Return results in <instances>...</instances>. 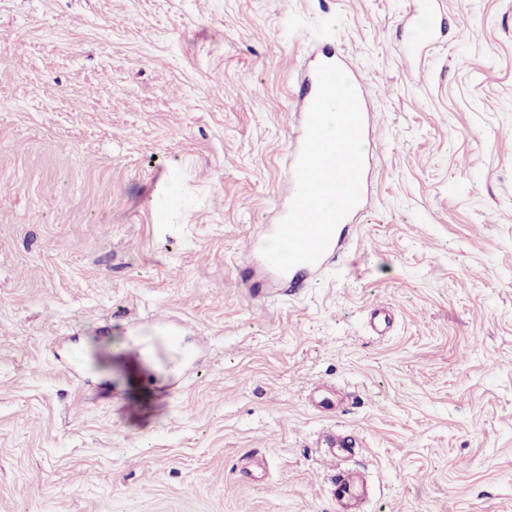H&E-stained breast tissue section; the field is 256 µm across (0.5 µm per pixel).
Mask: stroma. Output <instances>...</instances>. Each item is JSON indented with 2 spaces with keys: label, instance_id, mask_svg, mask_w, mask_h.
I'll use <instances>...</instances> for the list:
<instances>
[{
  "label": "stroma",
  "instance_id": "obj_1",
  "mask_svg": "<svg viewBox=\"0 0 512 512\" xmlns=\"http://www.w3.org/2000/svg\"><path fill=\"white\" fill-rule=\"evenodd\" d=\"M441 5L410 66L409 0H0V512H333L335 430L365 512H512V0ZM325 45L367 81L369 198L261 298ZM151 316L194 373L127 357ZM336 64L340 66L344 72L348 75L351 82L353 83L360 102L361 113H362V140H363V151H364V163H363V174H362V197L359 204L354 207L347 216H345L336 226L329 245L321 256L319 261L316 264H298L292 267L285 273H280L276 271L273 267H271L261 256L260 249L254 248L251 251V259L256 261L258 267L269 276L273 283L282 282L284 288H296L299 285L300 280L304 281L308 279L310 276L316 273H322L328 263L336 258L337 253L340 251V247L342 246L348 231V223L355 218L357 215L361 213L364 208V204L366 201V197L369 191V184L371 179V160L373 155L366 148L367 142L370 141L373 130V116L372 113L369 112L367 107L364 104L363 97L361 93L366 85V80L364 76L356 71H353L347 61L344 52L335 51L331 47H325L322 50V58L320 61L310 70V72L303 78L301 82L302 93L298 98L299 102V111L301 114V127L299 132V142L296 151L292 154L289 159V168L291 173V186L292 192L289 198L288 207L281 212V215L278 220L279 222L287 215L290 210L291 203L293 201L295 192H296V179H295V165L300 155L302 145L305 138V127L308 119V114L312 102L318 91V79L316 75V68L320 64ZM278 224H270L265 225L263 229V236L265 240L275 231ZM154 348L182 349L180 329L171 320L156 322L153 326V336H143Z\"/></svg>",
  "mask_w": 512,
  "mask_h": 512
}]
</instances>
